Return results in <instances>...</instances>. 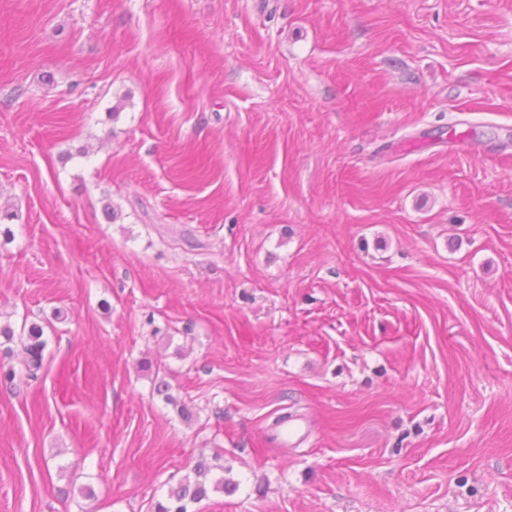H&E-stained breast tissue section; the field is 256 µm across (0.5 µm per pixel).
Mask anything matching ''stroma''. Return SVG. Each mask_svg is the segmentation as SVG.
Listing matches in <instances>:
<instances>
[{
	"label": "stroma",
	"instance_id": "1",
	"mask_svg": "<svg viewBox=\"0 0 512 512\" xmlns=\"http://www.w3.org/2000/svg\"><path fill=\"white\" fill-rule=\"evenodd\" d=\"M0 208V512H512V0H0ZM26 363L27 375L36 378L43 366V352L45 341L43 340V329L38 324H31L27 329ZM224 468L220 465L210 464L200 460L194 467V477H185L172 488L164 502L155 505V512H190L188 505L198 503L209 497L211 490L224 492L229 484L224 482V476L214 477L212 471Z\"/></svg>",
	"mask_w": 512,
	"mask_h": 512
}]
</instances>
